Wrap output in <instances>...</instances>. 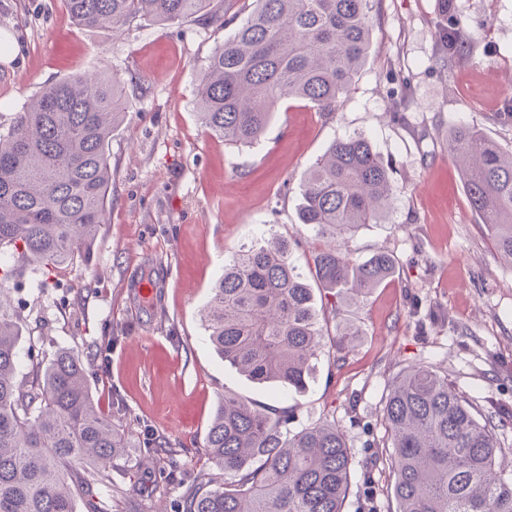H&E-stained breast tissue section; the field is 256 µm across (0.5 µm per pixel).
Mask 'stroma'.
Returning <instances> with one entry per match:
<instances>
[{"instance_id": "stroma-1", "label": "stroma", "mask_w": 512, "mask_h": 512, "mask_svg": "<svg viewBox=\"0 0 512 512\" xmlns=\"http://www.w3.org/2000/svg\"><path fill=\"white\" fill-rule=\"evenodd\" d=\"M470 34L448 54L449 14ZM367 58L333 112L281 102L262 137L236 146L201 127L197 79L232 27L190 19L134 22L119 32L81 29L62 0H0V131L46 83L107 71L129 107L112 134V204L87 261L19 269L0 283L20 306L22 339L43 338L47 354L90 358L95 402L131 446L110 468L109 512H151L159 471L178 480L162 503L224 481L203 448L223 394L289 409L293 429L319 422L343 430L351 451L345 512H397L384 460L383 407L394 377L425 364L448 374L478 418L498 424L512 471V265L504 262L470 207L448 131L467 122L512 150V0H380ZM369 138L397 190L379 224L348 238L363 260L391 252L395 274L359 302L315 287L317 308L339 306L356 326L351 346H324L305 390L275 396L217 355L200 311L224 264L261 230L291 244L308 270L321 240L301 224L300 186L338 139ZM163 267L169 287L154 308L131 301L126 281ZM177 449L152 454L145 438Z\"/></svg>"}]
</instances>
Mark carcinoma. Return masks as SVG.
<instances>
[{"instance_id": "obj_1", "label": "carcinoma", "mask_w": 512, "mask_h": 512, "mask_svg": "<svg viewBox=\"0 0 512 512\" xmlns=\"http://www.w3.org/2000/svg\"><path fill=\"white\" fill-rule=\"evenodd\" d=\"M213 0H63L85 29L118 31L138 20L176 24L202 17L236 24L198 78L196 109L208 131L244 145L266 130L276 105L308 101L335 110L371 43L376 0H252L243 19L210 10ZM448 50L470 35L451 14ZM128 100L114 78L72 76L44 85L0 132V253L43 267L85 259L112 204L110 142ZM471 208L512 263V151L467 123L450 131ZM394 189L363 135L333 142L301 185L300 222L326 240L307 276L288 239L266 229L224 265L202 315L216 352L247 379L288 393L304 389L327 336L310 281L349 301L391 277L396 260L380 250L358 262L336 239L379 224ZM0 291V512H76L73 484L108 479L76 463L115 465L129 447L91 397L82 357L41 344L21 347L20 317ZM29 378H17L21 357ZM387 464L398 512H512V476L496 470V425L480 422L448 376L419 365L392 382L383 408ZM286 409L224 395L204 448L223 486L186 492L174 512H344L351 485L346 439L334 424L293 430Z\"/></svg>"}]
</instances>
